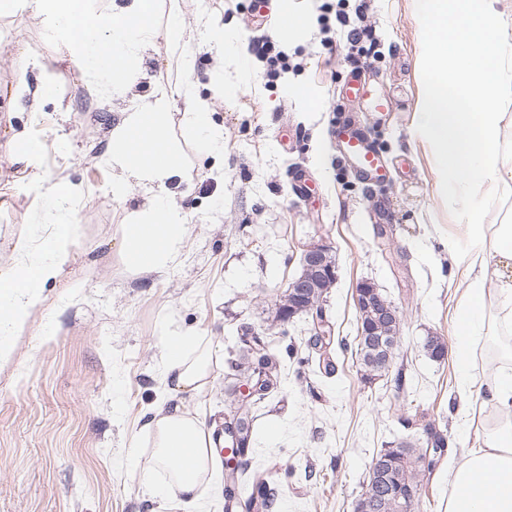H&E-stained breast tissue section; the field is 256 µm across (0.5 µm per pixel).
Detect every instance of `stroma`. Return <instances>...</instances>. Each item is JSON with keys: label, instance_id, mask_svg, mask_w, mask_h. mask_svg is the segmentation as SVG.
<instances>
[{"label": "stroma", "instance_id": "1", "mask_svg": "<svg viewBox=\"0 0 512 512\" xmlns=\"http://www.w3.org/2000/svg\"><path fill=\"white\" fill-rule=\"evenodd\" d=\"M325 0H273L261 29L250 0H158L160 29L178 24L195 49L191 80L224 130V155L199 151L181 127L184 178L178 188L191 226L177 263L148 278L127 270L114 239L140 196L112 198V170L102 161L119 113L139 110L160 83L182 75L169 67L158 37L131 66L124 96H103L48 41L23 4L0 11V270L17 245L37 246L50 226H33L43 203L32 173L82 184L74 203L80 231L70 260L45 286L0 365V512H182L176 501L144 492L124 464L129 439L165 396L164 337L192 331L215 352L210 387L182 398L206 425H219L226 392L237 382L229 366L240 326L270 337L284 364L280 388L257 412L250 464L272 462L275 512H353L373 455L419 435L404 418H426L447 440L445 458L425 477L420 512H447L448 461L478 447L496 409L460 394L451 352L432 360L426 337L454 347L465 264L448 252L460 221L440 189L430 150L414 131L425 92L422 31L415 0H367L374 44L358 61L336 27L325 48L317 18ZM306 17L286 32L282 14ZM252 47L268 37L301 71L269 80L253 59L242 75L200 40L199 16ZM360 72L390 99L380 120L342 99L346 77ZM40 95L41 110L13 103L16 86ZM357 114L390 163L384 187L359 182L336 147V126ZM43 144L31 170L16 161L18 141ZM321 242L336 260L337 281L324 304L336 339L357 334L356 285L372 282L403 315L399 355L388 376L367 383L354 356L332 348L333 374L316 368L306 344L307 316L287 328L275 303L301 271L305 245Z\"/></svg>", "mask_w": 512, "mask_h": 512}]
</instances>
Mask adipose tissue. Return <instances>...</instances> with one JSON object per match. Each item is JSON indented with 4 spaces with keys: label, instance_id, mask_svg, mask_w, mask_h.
<instances>
[{
    "label": "adipose tissue",
    "instance_id": "obj_1",
    "mask_svg": "<svg viewBox=\"0 0 512 512\" xmlns=\"http://www.w3.org/2000/svg\"><path fill=\"white\" fill-rule=\"evenodd\" d=\"M48 38L63 41L70 60L107 96L128 87V65L153 44L155 0H126L99 6L98 0H24ZM497 0H417L423 22L421 56L427 93L418 105L415 127L429 144L444 190L466 210L461 234L448 249L467 263L471 277L456 321L455 357L463 392L495 406L499 423L480 447L470 449L448 470V512H512V374L475 381L469 373L477 342L490 336L487 311L497 298L512 318V224H483L480 202L512 184V167L501 157L500 106L512 98V45L498 35ZM180 96L183 127L201 151L222 147L220 129L191 82L157 85L136 112L121 113L112 125L105 161L112 169V197L127 202L134 188L144 201L123 225L117 251L138 275L159 274L176 263L187 244L186 212L170 191L181 180L178 152L169 139L170 100ZM43 207L31 221L54 228L40 251L21 265L0 271V362L11 356L10 338L28 312L43 301L44 285L69 259L78 229L72 208L79 186L40 181ZM214 351L191 332L165 337L162 354L166 401L132 436L128 461L150 492L177 500L184 512H198L204 490L215 480L217 458L211 432L180 401L210 384Z\"/></svg>",
    "mask_w": 512,
    "mask_h": 512
}]
</instances>
